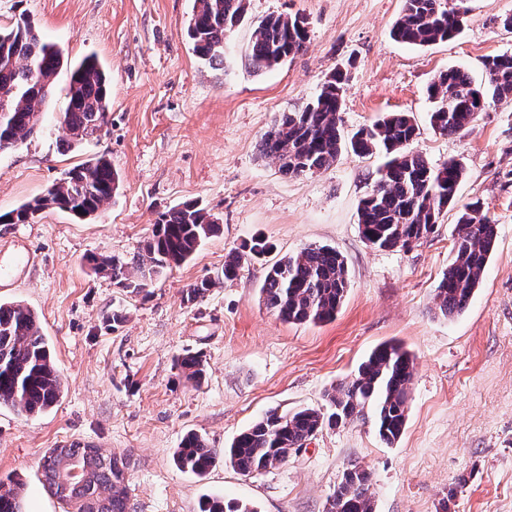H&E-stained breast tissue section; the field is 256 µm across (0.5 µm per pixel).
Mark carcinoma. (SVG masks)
Segmentation results:
<instances>
[{
	"label": "carcinoma",
	"instance_id": "1",
	"mask_svg": "<svg viewBox=\"0 0 512 512\" xmlns=\"http://www.w3.org/2000/svg\"><path fill=\"white\" fill-rule=\"evenodd\" d=\"M246 0H194L187 34L196 55L211 65L224 61V36L246 16ZM465 11L448 7V0H404L402 14L391 34L401 43L430 46L461 33ZM308 40L305 19L268 15L255 26L248 64L269 70L301 52ZM63 55L46 41L31 19L20 14L9 27L0 26V101L7 115L0 116V151L23 145L36 132L41 107L48 104ZM484 79L477 82L462 67H451L433 79L427 89L435 103L430 121L441 134H457L493 105L512 104V54L488 56ZM347 72L333 69L319 92L303 107L281 112L260 141V155L278 162L290 176L326 169L342 151L357 155L381 154L370 190L360 200L358 224L370 245L380 250L406 249L436 232L442 212L458 207L452 243L455 252L448 272L439 281L436 310L446 318L465 311L480 287L493 254L496 224L476 204L458 205L464 168L455 161L430 165L412 150L418 127L407 112L384 114L371 126L344 136L341 128ZM111 82L93 55L70 66L67 103L62 125L72 150L98 135L108 123ZM119 174L104 155L65 171L46 192L20 207L0 214V224H26L45 210L68 212L75 218L95 217L118 188ZM219 230L216 217L195 203L185 202L158 215L152 234L132 257L91 255L88 264L112 279L117 288L140 292L145 278L190 260L199 246ZM272 245L258 237L224 260L221 277H237L245 258L261 259ZM349 287L343 255L328 245H315L295 255H284L266 268L262 292L266 308L284 322L324 323L336 316ZM189 380L203 379L202 356L187 351L175 360ZM415 371L411 355L396 344L376 347L357 374L327 393L329 413L302 408L281 412L271 408L241 432L230 447L220 451L204 437L188 433L174 452L177 467L202 476L220 461L241 474L277 467L326 426L353 423L369 414L378 435L396 442L405 428L409 385ZM62 392V379L41 332L39 317L18 302L0 303V407L33 415L52 407ZM69 452L88 469L86 484L75 482L68 493L54 489L57 458L47 451L42 479L53 495L74 512H126L123 458L71 445ZM370 473L357 465L347 469L333 492L326 512H374ZM24 483L11 477L0 480V512H21ZM200 512H257L247 503L204 498Z\"/></svg>",
	"mask_w": 512,
	"mask_h": 512
}]
</instances>
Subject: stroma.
Masks as SVG:
<instances>
[{
    "label": "stroma",
    "instance_id": "obj_1",
    "mask_svg": "<svg viewBox=\"0 0 512 512\" xmlns=\"http://www.w3.org/2000/svg\"><path fill=\"white\" fill-rule=\"evenodd\" d=\"M459 3L462 33L420 48L390 35L403 0H247L246 23L226 36L224 62L212 67L187 36L193 0H0V26L27 13L65 58L95 55L112 80L108 125L61 153L69 72L60 70L37 133L0 152V213L96 155L120 177L94 220L48 210L0 224V266L9 270L0 301L38 313L63 381L43 413L0 408V478L23 479L24 512H64L42 485L41 461L47 449L76 442L127 457V512H199L205 495L259 512H325L353 464L371 474L375 512H512V105L490 107L448 136L432 129L427 95L442 70L460 66L478 80L484 58L512 53V32L500 24L512 0H448ZM270 14L306 19L308 42L255 73L245 63L251 23ZM339 65L349 71L344 133L387 112L410 113L414 150L434 166L460 161V201L479 203L497 226L483 282L461 316H441L434 300L452 257L456 209L418 245L377 250L357 224L377 158L345 152L328 169L293 177L259 153L279 113L309 101ZM186 201L218 217L221 229L145 291L116 288L85 263L89 254L132 256L158 214ZM255 237L272 244L274 260L312 244L344 256L350 284L333 321L278 319L263 303L265 267L254 260L186 300L191 284L215 277L225 254ZM115 308L126 320L112 330L105 318ZM386 342L416 366L394 444L365 419L323 429L256 476L223 464L203 478L177 468L173 452L188 433L221 450L268 409H327V391ZM187 350L203 356L201 384L175 366Z\"/></svg>",
    "mask_w": 512,
    "mask_h": 512
}]
</instances>
